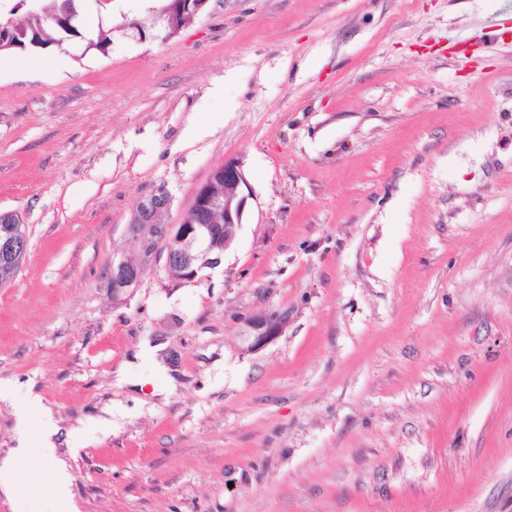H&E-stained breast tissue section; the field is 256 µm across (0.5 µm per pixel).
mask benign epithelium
I'll return each mask as SVG.
<instances>
[{"label": "benign epithelium", "mask_w": 512, "mask_h": 512, "mask_svg": "<svg viewBox=\"0 0 512 512\" xmlns=\"http://www.w3.org/2000/svg\"><path fill=\"white\" fill-rule=\"evenodd\" d=\"M157 19L161 23L156 37L167 40L178 36L196 15L203 12L209 0H161ZM247 186L240 165L226 160L216 167L208 180L198 189L190 210L194 219L183 218L179 224L160 223L161 214L169 208L171 196L160 185L144 195L137 204L136 221L128 225V234L139 242L140 260L137 263L125 258L112 262L110 286L116 298L139 286L142 269L165 254L164 270L169 278L190 280L198 275L196 261L207 253L206 265L215 268L222 262V254L207 249V237L216 223L215 217L224 216V246H229L243 224ZM27 238L25 228L19 226L12 236L0 243L3 264L17 266L24 263L26 253L21 248ZM287 318L275 313H260L244 323L247 350H260L281 336L287 328Z\"/></svg>", "instance_id": "7a95c632"}]
</instances>
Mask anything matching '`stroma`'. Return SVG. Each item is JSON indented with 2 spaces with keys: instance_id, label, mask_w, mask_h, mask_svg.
Masks as SVG:
<instances>
[{
  "instance_id": "obj_1",
  "label": "stroma",
  "mask_w": 512,
  "mask_h": 512,
  "mask_svg": "<svg viewBox=\"0 0 512 512\" xmlns=\"http://www.w3.org/2000/svg\"><path fill=\"white\" fill-rule=\"evenodd\" d=\"M157 6L84 9L112 49L48 50L52 78L0 69V212L29 235L0 287V460L27 437L35 486L0 512H54L59 472L77 512H512V45L481 49L512 0H210L139 39ZM230 159L222 263L158 258L114 299L140 198L165 185L179 223ZM265 312L288 326L248 351ZM162 349L163 346L161 344L143 341L140 344L138 351L135 353V357L141 360H151L156 365L158 371L164 377V384L155 387L153 395L167 397L175 388V380L171 375H169L170 368L158 361L159 352Z\"/></svg>"
}]
</instances>
